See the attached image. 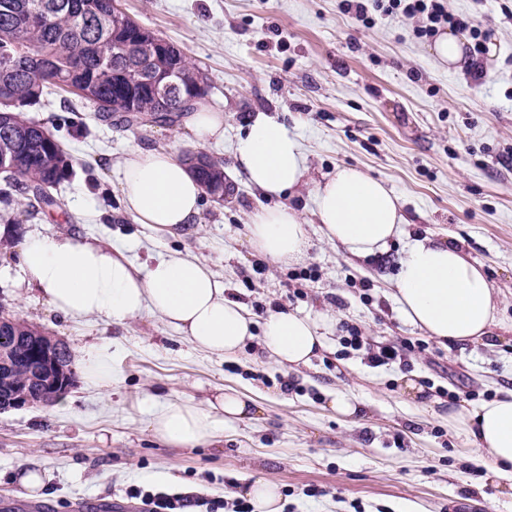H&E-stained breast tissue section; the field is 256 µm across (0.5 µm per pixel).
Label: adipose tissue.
I'll use <instances>...</instances> for the list:
<instances>
[{
  "label": "adipose tissue",
  "mask_w": 512,
  "mask_h": 512,
  "mask_svg": "<svg viewBox=\"0 0 512 512\" xmlns=\"http://www.w3.org/2000/svg\"><path fill=\"white\" fill-rule=\"evenodd\" d=\"M234 163L247 184L276 198L299 187L309 171L297 137L266 117L242 129ZM120 167L122 204L138 223L160 237L195 224L202 190L181 159L163 149L134 147ZM313 196L323 238L353 256L386 254L402 233L399 197L358 167H338L315 182ZM246 230L251 248L272 263H299L308 256L307 222L293 207L259 211ZM18 267L21 280L38 288L63 316L123 325L155 314L195 348L224 359L255 340L267 358L298 367L325 346L317 320L298 311L270 313L262 329H255L245 306L227 295L223 280L179 251L138 265L121 247L71 235L33 236ZM392 297L404 320L441 345L487 342L497 325L498 300L487 275L468 260L459 242L407 244L392 280ZM250 409V398L237 391L223 392L204 407L171 400L152 413L148 427L165 444L195 447L215 437L217 418L245 419ZM448 424L473 437V451L487 463L491 477L512 478V389L491 401L450 410Z\"/></svg>",
  "instance_id": "1"
}]
</instances>
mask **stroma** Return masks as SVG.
Wrapping results in <instances>:
<instances>
[{"label": "stroma", "mask_w": 512, "mask_h": 512, "mask_svg": "<svg viewBox=\"0 0 512 512\" xmlns=\"http://www.w3.org/2000/svg\"><path fill=\"white\" fill-rule=\"evenodd\" d=\"M142 27L179 45L208 76L206 103L224 115V140L204 143L187 119L126 125L56 92L30 115L64 142L74 172L58 207L23 216L13 234H71L124 246L130 259L180 250L223 277L256 323L289 309L330 314L327 343L310 366L258 359L257 343L236 360L199 351L160 317L126 326L55 312L21 282L18 249L0 253V304L62 340L73 368L84 351L107 348L118 380L101 388L77 376L44 407L0 413V512H149L145 492L234 498L243 481L278 484L282 512H512V479L490 481L485 464L449 428L450 408L512 388V0H448L486 31L482 80L439 65L412 21L357 24L343 0H119ZM283 123L300 141L313 179L341 165L384 180L408 223L382 258H354L308 225L298 265L274 264L247 245L246 226L275 206L233 171L237 136L250 120ZM83 120L87 133L73 138ZM203 151L221 158L229 192L203 197L198 229L159 237L125 213L118 165L128 149ZM462 241L499 292L492 345L448 346L405 322L389 295L406 241ZM377 342L425 344L423 353L375 367L344 345V325ZM415 374L421 394L406 393ZM252 395L257 412L222 421L211 443L177 448L154 438L148 420L169 399L206 404L218 389ZM361 409L336 415L332 393ZM44 472L38 498L18 470Z\"/></svg>", "instance_id": "obj_1"}]
</instances>
